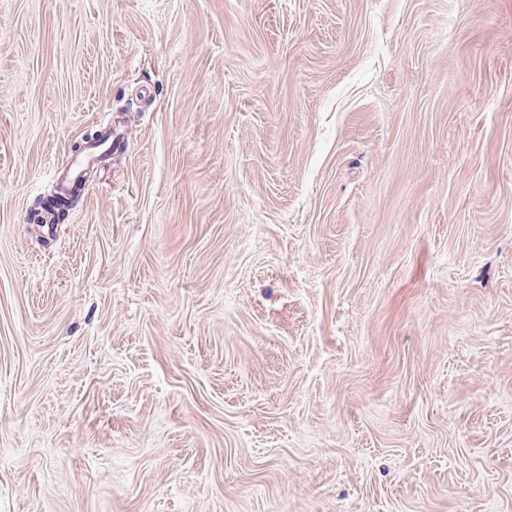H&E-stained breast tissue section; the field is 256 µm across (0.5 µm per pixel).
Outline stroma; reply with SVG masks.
<instances>
[{
    "mask_svg": "<svg viewBox=\"0 0 512 512\" xmlns=\"http://www.w3.org/2000/svg\"><path fill=\"white\" fill-rule=\"evenodd\" d=\"M0 512H512V0H0ZM112 147V130L109 139L100 145L91 148V151L85 154L82 158L74 159L71 162V173L68 177L61 179L57 183V191L60 197L70 199L72 197L71 191L75 182L82 177L83 172L90 165H95L101 162L105 156L109 154Z\"/></svg>",
    "mask_w": 512,
    "mask_h": 512,
    "instance_id": "obj_1",
    "label": "stroma"
}]
</instances>
